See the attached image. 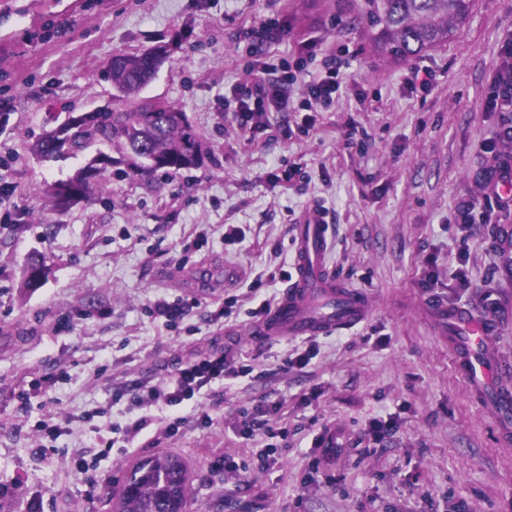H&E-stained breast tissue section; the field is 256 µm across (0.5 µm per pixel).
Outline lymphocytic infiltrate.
<instances>
[{
    "mask_svg": "<svg viewBox=\"0 0 512 512\" xmlns=\"http://www.w3.org/2000/svg\"><path fill=\"white\" fill-rule=\"evenodd\" d=\"M313 44L301 47L296 63L279 60L269 63L255 60L245 78L232 84L224 96L225 107L235 115L239 133L247 139L268 127L270 109L287 110L289 101H296L298 111L304 112L305 128H313L315 112L329 108L336 100L342 86L343 71L348 63L341 56L328 54L321 57L322 67L310 73L308 63L316 58ZM298 89V96H291V89ZM251 365L241 363L233 354L224 350L210 351L191 357L159 382L143 380L134 386L119 383L116 397H128L135 416L119 431L122 442L133 441L151 423L150 410L156 406L171 408L172 417L160 431L163 438H174L181 427L183 408H191L203 423L212 418L203 411L199 399L213 384L223 383L251 373Z\"/></svg>",
    "mask_w": 512,
    "mask_h": 512,
    "instance_id": "f902f5d3",
    "label": "lymphocytic infiltrate"
}]
</instances>
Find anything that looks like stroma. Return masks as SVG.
Wrapping results in <instances>:
<instances>
[{
  "mask_svg": "<svg viewBox=\"0 0 512 512\" xmlns=\"http://www.w3.org/2000/svg\"><path fill=\"white\" fill-rule=\"evenodd\" d=\"M351 2L0 0V103L11 107L0 123V182L16 188V214L0 223V486L10 489L0 512H113L133 465L160 451L184 457L196 512H512V446L501 445L425 306L432 297L497 300L496 358L512 377V259L500 241L512 208L491 193L512 159V112L489 105L512 70V0H476L446 45L407 61L377 56L365 27L350 22ZM271 18L287 20L286 40L268 38ZM245 25L253 38L242 36ZM256 40L275 60L303 41L347 51V86L309 134L299 131L301 114L273 112L250 142L232 113L217 111ZM159 43L170 59L142 95L185 112L205 148L200 166L121 176L108 142L49 161L29 153L66 113L110 106L113 56ZM417 69L430 73L429 89L407 86ZM100 155L113 161L102 184L53 206L47 186ZM294 164L293 187L275 184ZM467 203L468 231L459 215ZM314 205L328 211L332 270L368 293L372 314L351 332L319 337V355L286 371L292 340L248 336V288L263 277L280 298L288 283L277 272L292 269L296 226ZM228 224L242 228V242L225 244ZM39 255L51 273L23 289ZM159 297L183 305L174 327L150 311ZM230 298V316L214 324ZM220 349L254 372L208 391L211 426L189 411L178 436L159 443L169 412L156 409L132 444L103 451L102 439L131 417L115 384L159 380ZM44 377L52 386L19 410L16 394ZM271 397L282 403L270 421L276 437L239 436L240 410ZM50 412L71 421L55 440L36 428ZM389 413L396 432L369 440L368 422ZM319 437L333 453L316 447ZM270 443L276 462L264 469L258 453ZM227 456L249 464L245 477L215 468ZM78 457L88 475L75 472Z\"/></svg>",
  "mask_w": 512,
  "mask_h": 512,
  "instance_id": "1",
  "label": "stroma"
}]
</instances>
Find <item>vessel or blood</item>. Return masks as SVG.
I'll return each mask as SVG.
<instances>
[{"label":"vessel or blood","instance_id":"b4317fda","mask_svg":"<svg viewBox=\"0 0 512 512\" xmlns=\"http://www.w3.org/2000/svg\"><path fill=\"white\" fill-rule=\"evenodd\" d=\"M330 227L320 215L298 225L294 237V275L275 308L254 330L256 339L325 336L352 329L371 313L367 295L345 284L330 268ZM448 348L472 392L485 395L498 419L502 439L512 438V382L496 367L491 342L495 325L487 307L448 306L431 301Z\"/></svg>","mask_w":512,"mask_h":512}]
</instances>
